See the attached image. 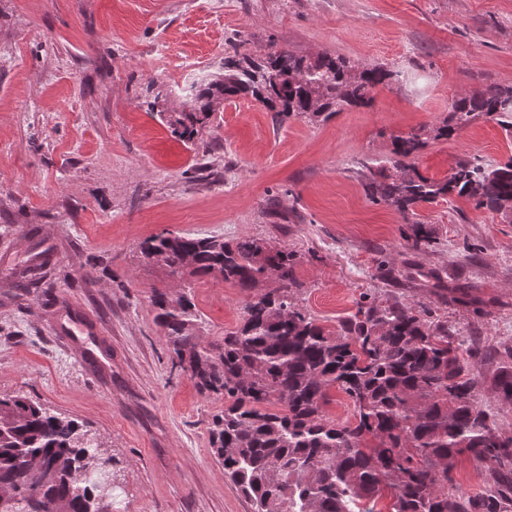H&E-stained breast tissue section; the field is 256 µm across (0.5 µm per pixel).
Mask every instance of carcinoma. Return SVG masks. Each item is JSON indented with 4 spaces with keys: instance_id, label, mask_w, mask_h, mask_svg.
<instances>
[{
    "instance_id": "1",
    "label": "carcinoma",
    "mask_w": 512,
    "mask_h": 512,
    "mask_svg": "<svg viewBox=\"0 0 512 512\" xmlns=\"http://www.w3.org/2000/svg\"><path fill=\"white\" fill-rule=\"evenodd\" d=\"M396 77L384 66L357 70L341 57L286 48L260 61L227 56L224 77L196 87L191 111L167 123L191 143L221 101L237 96L277 119L327 121L370 105L373 90ZM480 115L511 134L512 87L454 99L435 137L448 138ZM424 145L412 133L397 139L388 164L359 162L366 195L405 218L422 203L456 196L512 220V157L492 167L467 159L437 180L408 162ZM406 240L413 249L433 243L417 222ZM140 251L172 276H214L252 293L243 323L220 341L198 334L187 293L154 288L150 304L178 366L201 392L228 401L213 419L210 445L253 512H377L385 487L393 491L391 512H512V428L480 406L485 377L478 369L485 359L495 364L490 388L511 408L512 345L466 347L427 304L396 297H374L328 331L294 302L295 254L253 238L160 234ZM269 279L279 287L260 290ZM331 387L349 399L354 422L326 417ZM92 438L26 395L0 397V512H112V495L97 486L110 458ZM463 455L487 464L476 494L455 484Z\"/></svg>"
}]
</instances>
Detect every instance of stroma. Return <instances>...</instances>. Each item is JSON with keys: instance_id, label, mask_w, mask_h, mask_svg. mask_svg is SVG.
Masks as SVG:
<instances>
[{"instance_id": "stroma-1", "label": "stroma", "mask_w": 512, "mask_h": 512, "mask_svg": "<svg viewBox=\"0 0 512 512\" xmlns=\"http://www.w3.org/2000/svg\"><path fill=\"white\" fill-rule=\"evenodd\" d=\"M283 47L399 77L327 121L279 123L240 97L192 144L163 122L226 56ZM488 84L512 86V0H0V396L96 434L112 512H252L209 445L224 400L175 365L149 304L152 289L186 291L202 336L220 340L248 297L214 277L175 280L140 242L169 232L288 248L296 304L331 331L390 290L381 266L434 270L474 304L397 296L484 346L512 343V222L455 196L423 203L434 243L412 250L403 216L355 172L417 130L423 175L505 162L512 135L489 118L431 136L454 98ZM41 251L35 288L15 271Z\"/></svg>"}]
</instances>
